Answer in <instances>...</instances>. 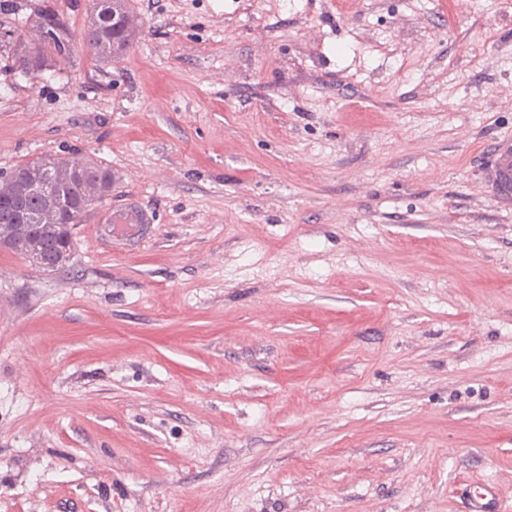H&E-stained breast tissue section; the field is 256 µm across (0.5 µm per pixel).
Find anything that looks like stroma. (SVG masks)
<instances>
[{"mask_svg":"<svg viewBox=\"0 0 512 512\" xmlns=\"http://www.w3.org/2000/svg\"><path fill=\"white\" fill-rule=\"evenodd\" d=\"M130 6L118 62L0 60V174L114 177L58 269L0 248V512L511 507L512 0ZM494 199L512 201V135H503L495 142L489 160L483 170ZM109 222L112 227V247L131 246L136 241L142 240L146 235L148 224H152L151 216L130 204L125 207L112 210ZM469 512H506L501 508L496 488L491 484H484L470 499Z\"/></svg>","mask_w":512,"mask_h":512,"instance_id":"stroma-1","label":"stroma"}]
</instances>
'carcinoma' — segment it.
Listing matches in <instances>:
<instances>
[{
    "label": "carcinoma",
    "mask_w": 512,
    "mask_h": 512,
    "mask_svg": "<svg viewBox=\"0 0 512 512\" xmlns=\"http://www.w3.org/2000/svg\"><path fill=\"white\" fill-rule=\"evenodd\" d=\"M112 9L115 19L110 22L102 21L97 15L90 14L88 23L81 32V39L100 63L117 62L133 45L137 36L138 25L130 10L129 0H112ZM64 11L60 7H36L32 10L33 27L41 31L52 22L63 18ZM73 34L69 27L52 37H41L33 45L22 42H5L0 45L3 50L12 56L14 61L20 63L23 69H29L34 62L38 67L47 65L56 59L67 60L71 55ZM73 161L66 165H56L50 170L46 165V158L40 157L18 166V169L30 176L29 184L41 185L50 181L51 188L47 190L31 191L27 195L28 210L37 218L34 224H11L0 222V244L3 248L16 254H23V250L33 241L37 240L44 247L46 256H51L57 245L63 240V232L54 210V202L60 191L69 187L71 182L70 169ZM86 166L85 178L79 190L72 193L75 200H84L91 195L98 199L105 197L111 191L113 182L112 171L94 161L84 160Z\"/></svg>",
    "instance_id": "cac0c4a2"
}]
</instances>
